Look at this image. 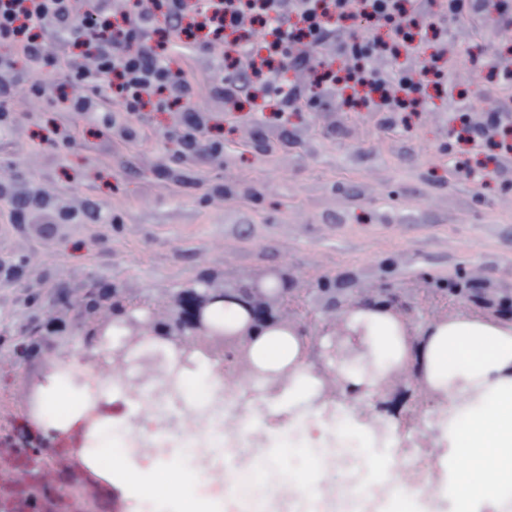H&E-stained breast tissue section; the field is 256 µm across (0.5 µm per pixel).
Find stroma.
<instances>
[{"label":"stroma","mask_w":512,"mask_h":512,"mask_svg":"<svg viewBox=\"0 0 512 512\" xmlns=\"http://www.w3.org/2000/svg\"><path fill=\"white\" fill-rule=\"evenodd\" d=\"M436 26L429 50L443 54L447 76L426 111L403 123L339 100L310 102L259 138L252 105L229 113L208 91L193 106L210 112L224 157L193 167L177 160L166 113H154L133 140L109 143L94 117L74 116L78 146L52 152L43 138L56 102L17 98L16 121L0 132V226L10 223V195L24 192L60 204L96 200L102 229L62 225L43 249L27 224L0 235V334L36 320L43 305L77 296L91 279L145 292L179 287L211 268L286 266L304 283L328 277L367 287L382 278L409 287L422 273L452 281L465 269L512 288V161L499 168L486 163V150L448 144L451 115L463 108L459 92L474 98L472 122L493 108L512 113V91L485 79L494 53L512 45V30L486 12ZM464 160L486 165L487 175L464 176L456 168ZM103 456L113 459L105 479L125 512H181L185 496L204 512H281L284 474H309L321 459L314 448L243 449L226 471L245 479L250 493L239 497L233 485L218 502L202 495L189 456L159 460L144 448L132 458L108 421L81 454L89 466ZM160 468L183 474L181 491L142 495L140 483ZM130 471L137 483L125 480Z\"/></svg>","instance_id":"obj_1"}]
</instances>
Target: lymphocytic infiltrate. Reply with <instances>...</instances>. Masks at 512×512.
Wrapping results in <instances>:
<instances>
[{
    "label": "lymphocytic infiltrate",
    "mask_w": 512,
    "mask_h": 512,
    "mask_svg": "<svg viewBox=\"0 0 512 512\" xmlns=\"http://www.w3.org/2000/svg\"><path fill=\"white\" fill-rule=\"evenodd\" d=\"M120 0H0V127H11V105L18 91L15 56L30 69L57 67L54 84L31 85L26 95H58L62 120L96 112L103 133L132 139L148 111L173 112L168 131L187 163H205L222 155L212 140L205 112L192 101L201 86L179 63L187 53L224 48L229 76L213 91L232 103L255 84L276 99L281 112L311 101H333L340 83L370 86L380 95L379 111L401 112L423 106L420 70L388 69L380 62L397 49L413 52L416 35L426 28L425 8L407 9L406 0H151L147 9L120 10ZM357 19L369 28H385L390 41L369 45L356 41L344 25ZM335 45L344 62L340 71H321L316 47ZM312 74L310 85L288 82V72ZM119 112L106 111V102ZM12 221L38 218L40 245H49L63 224H94L98 206L55 208L47 198L16 194L10 200Z\"/></svg>",
    "instance_id": "lymphocytic-infiltrate-1"
}]
</instances>
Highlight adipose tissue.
<instances>
[{"label":"adipose tissue","instance_id":"obj_1","mask_svg":"<svg viewBox=\"0 0 512 512\" xmlns=\"http://www.w3.org/2000/svg\"><path fill=\"white\" fill-rule=\"evenodd\" d=\"M427 360L430 379L448 390L437 438L443 478L428 500L448 512H503L512 503V328L460 317L433 336ZM368 455L392 488L386 512H410L414 493L401 485L387 451Z\"/></svg>","mask_w":512,"mask_h":512}]
</instances>
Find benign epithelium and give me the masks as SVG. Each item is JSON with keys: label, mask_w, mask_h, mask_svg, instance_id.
Listing matches in <instances>:
<instances>
[{"label": "benign epithelium", "mask_w": 512, "mask_h": 512, "mask_svg": "<svg viewBox=\"0 0 512 512\" xmlns=\"http://www.w3.org/2000/svg\"><path fill=\"white\" fill-rule=\"evenodd\" d=\"M461 280L471 290L450 294L447 283L436 282L428 274L420 275V286L414 288H403L391 279L370 288L361 284L349 288L334 281L303 288L286 266L253 273L212 269L176 290L155 288L144 299L132 295L120 281L103 286L92 280L77 301L53 304L43 318L20 328L12 339L11 364L0 369L7 372L18 364H39L48 371L62 363L79 381L82 369L91 363L125 375L129 356L138 353L134 382L140 384L159 374L156 357L144 352L159 342L185 358L202 352L221 362L230 352L233 372L262 378L271 393L288 387L299 365H309L321 381L323 397L363 394L406 420L425 404L442 408L447 401L446 389L429 378L426 354L436 330L454 316L448 314L446 304L431 315L424 312L423 293L452 296L454 309L466 316L501 326L512 324V293L478 284L465 274ZM311 295L315 313L304 316L295 302ZM226 306L238 310L231 321L218 317ZM373 315L392 323L402 352L357 385L347 370L359 362L360 353L370 351ZM88 334L96 337L95 346L62 356V349ZM272 336L295 340L298 353L293 362L268 367L259 361L258 343Z\"/></svg>", "instance_id": "1"}]
</instances>
